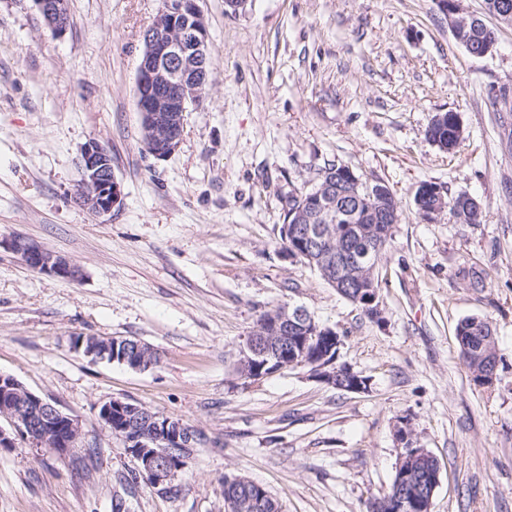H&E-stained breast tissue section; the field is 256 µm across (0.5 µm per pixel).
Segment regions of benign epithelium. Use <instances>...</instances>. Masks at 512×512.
<instances>
[{"mask_svg": "<svg viewBox=\"0 0 512 512\" xmlns=\"http://www.w3.org/2000/svg\"><path fill=\"white\" fill-rule=\"evenodd\" d=\"M52 34H63L69 23L67 0H35ZM438 10L448 17L456 40L467 39L468 25L459 20V0H435ZM144 49L136 74L137 110L142 129L144 150L157 159L171 156L179 148L185 128L188 105L202 99L211 66L208 51V30L199 0H162V6L153 22L142 33ZM80 189L78 203L97 217L112 215V210L123 203L121 183L112 173L111 156L95 141L83 147L80 158ZM353 183L363 188L373 203V210L396 223L389 206L392 196L382 183L374 186L359 182L348 168L322 178V183L309 193L308 202L289 213L291 223L285 234L295 242L289 250L293 260L302 257L318 263L323 275L339 289L348 282L360 284L359 295L376 320L382 318L378 289L374 288L372 274L379 261L377 256L382 241L375 238V230L365 229L360 234V247L350 258L336 261V268H328L331 253L324 249L333 243L338 221L336 206L342 197L341 187ZM4 247L24 258L32 269L63 279L77 281L81 270L69 261L54 255L34 242L19 237L1 239ZM324 338L332 340V348H340L336 332L315 322L301 307L283 305L263 317L257 328L240 348L236 361L237 376L244 383L259 381L287 367H306L319 381L349 392L367 390L368 380L345 364L337 363L338 356L324 354L315 360L307 356L306 344ZM115 338H75V351L93 361L122 363L132 360L139 369V359L130 353L144 351L142 343H135L133 351H118ZM126 414L131 426L121 435L127 454L132 458L140 479L153 487H163L173 479V472L165 458L166 448L175 444L187 447L192 429L171 417L151 412L140 404L113 399L100 405L103 426L112 429V410ZM0 418L8 427L0 426V448H14L23 440L35 448H46L56 453L77 446L81 439L78 421L56 405L26 389L17 379L0 373ZM395 434L402 451L396 465L395 493L376 504V512H400L409 500H419L423 512H431V502L439 484L438 473L432 471L434 455L426 448L414 445L412 432L406 421L395 426ZM268 494L262 487L236 504V512H261L268 507Z\"/></svg>", "mask_w": 512, "mask_h": 512, "instance_id": "1", "label": "benign epithelium"}]
</instances>
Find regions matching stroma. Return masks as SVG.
Segmentation results:
<instances>
[{"mask_svg": "<svg viewBox=\"0 0 512 512\" xmlns=\"http://www.w3.org/2000/svg\"><path fill=\"white\" fill-rule=\"evenodd\" d=\"M212 81L179 149L145 152L136 106L143 29L161 0H69L53 35L34 0H0V239L68 259L71 281L0 249V373L73 416L78 448L0 450V512H112L132 469L98 407L113 398L181 420L203 441L173 491L138 483L127 512H226L224 478L264 486L282 512H367L393 481L397 418L438 461L431 512H512V25L463 0L496 37L469 55L435 0H199ZM458 114L452 151L427 136ZM98 142L123 186L98 218L76 202L80 152ZM392 193L400 218L366 317L280 240L289 196L327 164ZM475 197L480 223L422 218V182ZM304 307L342 340L361 393L285 368L242 385L240 347L260 317ZM487 318L499 357L476 383L456 327ZM131 337L156 365L72 350L75 336ZM95 456H88V449Z\"/></svg>", "mask_w": 512, "mask_h": 512, "instance_id": "stroma-1", "label": "stroma"}]
</instances>
